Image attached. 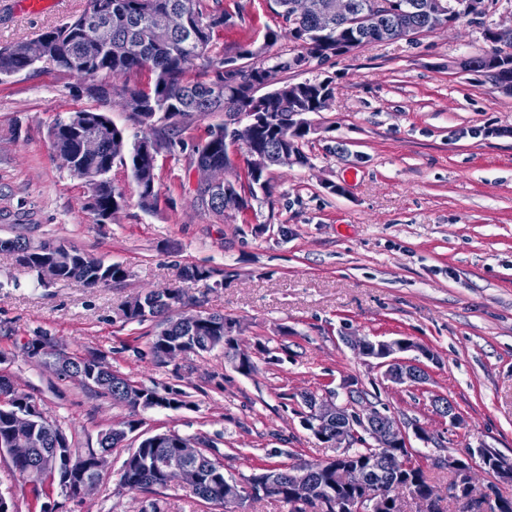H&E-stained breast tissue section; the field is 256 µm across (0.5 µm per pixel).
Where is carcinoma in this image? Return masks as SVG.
<instances>
[{
    "label": "carcinoma",
    "instance_id": "obj_1",
    "mask_svg": "<svg viewBox=\"0 0 512 512\" xmlns=\"http://www.w3.org/2000/svg\"><path fill=\"white\" fill-rule=\"evenodd\" d=\"M90 0V8L74 19L63 20L49 28L39 39L44 41V58L50 60L67 74L83 80L102 82L96 86L93 96L108 100L116 94L128 100L127 112L130 119L144 129V136L127 151L126 159L114 160L112 141L124 139L120 129L111 117L101 111L76 110L59 121L50 131L54 148L60 153L75 152L84 139L94 138L99 144L98 153L78 160L81 179L91 190L90 209L100 224L108 220L111 211L119 210L125 201L124 193L109 177L114 164L130 168L138 188L139 203L149 210L159 198L155 182L157 156L172 153L184 147L179 137L181 128L196 118L215 112H251L257 106L265 112H322L329 106L332 88L325 82L305 80L299 83L294 97L288 96V79L284 74L294 70L299 62L308 63L318 58L327 61L340 56L350 49L358 33L336 22H327L317 14L304 18L294 17L290 8L292 0H274L275 13L282 17L284 27L269 29L264 35V45L253 49H241L232 56L210 55L214 34L228 22L227 15L220 9L219 0ZM159 10H179L186 20V28L180 33L163 35L151 29V15ZM94 18L103 31V40L96 46L83 43L80 31L84 22ZM388 19L375 12L370 31L366 37L372 42L401 40L403 36L387 32ZM286 38L294 43V51L288 54L270 56L268 48ZM484 39L491 44L489 50L470 57L465 67L470 71L483 73L489 80L507 90H512V35L504 36L498 29L488 28ZM20 42L9 47H0V79L9 78L35 68L38 60L28 56ZM280 66L275 91L261 99L252 96L253 91L263 85L270 75V68ZM203 73L213 74L208 80L189 81L187 73L194 67ZM143 71L152 75L151 82L141 87L125 84L120 89L112 88L107 80L114 76L129 77ZM311 127L299 126L290 134L287 148L295 152L301 164L308 163V157L301 149L302 142L310 134ZM278 132L270 124L254 130L253 138L246 153L266 150L278 143ZM224 122L208 127L206 137L192 146L191 162H224ZM264 183V196H270V186L265 174L247 168L245 184L233 195L234 209L250 208V201L259 199L255 185ZM19 264L33 270L45 261L55 258L59 251L66 249L62 243L40 242L41 252H30L32 243L23 235L11 239ZM70 261L60 271V280H77L90 287L108 286L120 283L128 271L119 264H106L79 249L69 248ZM226 319L222 316L199 314L193 333L167 320L163 330L157 332L151 343L152 355L166 360V345L184 339L188 352H207L224 342ZM30 357L58 360L67 353L58 344L35 341L23 347ZM72 364L83 369L87 381L82 386L98 395H107L116 404L137 410L143 400H153V406L178 409L186 402L169 398L142 387L123 382L112 384L114 374H101V363L95 356L70 355ZM0 396L6 402L0 403V449L13 439L10 419L14 412L33 403L32 396L19 391L7 376L0 375ZM34 435L42 441L36 449L37 458H46L57 448L69 447L63 431L43 413L34 415ZM358 447L347 448L332 461L324 463L300 462L286 469L273 466L268 472L276 475L275 481L264 487L263 495L291 504L290 474L315 469L313 497L348 499L358 494L360 480L383 462L386 477L392 482L409 485L412 496L423 503L429 500L432 491L429 478L419 466L409 461L404 448L376 450L365 446L363 438L354 440ZM175 455V449L155 448L142 443L123 462L121 486L142 493H151L162 485L154 463L162 456ZM341 464L349 467L348 481L336 486L333 467ZM203 482L194 495L215 505H222L221 490L224 485V469L215 465L206 456L200 463ZM13 469L20 477L36 485L48 479L40 470L32 471L26 463H16Z\"/></svg>",
    "mask_w": 512,
    "mask_h": 512
}]
</instances>
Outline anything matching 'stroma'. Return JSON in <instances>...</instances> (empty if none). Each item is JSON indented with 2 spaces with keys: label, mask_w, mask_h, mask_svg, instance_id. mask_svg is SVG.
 Here are the masks:
<instances>
[{
  "label": "stroma",
  "mask_w": 512,
  "mask_h": 512,
  "mask_svg": "<svg viewBox=\"0 0 512 512\" xmlns=\"http://www.w3.org/2000/svg\"><path fill=\"white\" fill-rule=\"evenodd\" d=\"M231 22L214 36L216 54L259 45L283 20L267 0H221ZM89 0H48L27 10L0 0V47L27 41ZM512 22V0H488L483 14L414 41L373 42L319 67L289 73L292 82L328 80L329 107L314 114L302 144L305 165L273 168L270 197L243 212L214 215L188 192V148L220 114L196 118L184 151L160 154L158 204L146 210L121 165L113 183L126 203L100 224L90 190L56 155L49 132L69 112H108L127 142L143 130L121 103H101L86 83L44 61L0 81V238L54 241L128 278L90 288L74 281L43 286L14 255L0 252V373L33 396L76 448L96 447L113 425H138L113 448L96 488L73 495L55 481L35 486L0 455V499L12 512H141L146 496L119 483L140 438L174 431L207 437L226 479L271 465L319 463L335 456L303 425L305 396L340 406L373 405L405 427L414 458L443 497L448 455L467 458L477 490L496 484L475 450L512 459V91L463 63L485 48L486 28ZM211 269L182 281L185 267ZM182 286L181 314L234 320L239 350L255 370L239 372L224 346L165 362L150 352L158 319L125 322L121 309L149 290ZM347 335L406 339L431 355L429 377L408 387L387 380ZM46 337L65 351L100 356L137 386L180 392L185 407L131 410L62 379L24 344ZM453 402L457 421L434 400ZM164 512H288L272 498L243 494L228 508L183 488L158 489Z\"/></svg>",
  "instance_id": "35a3bbf8"
}]
</instances>
